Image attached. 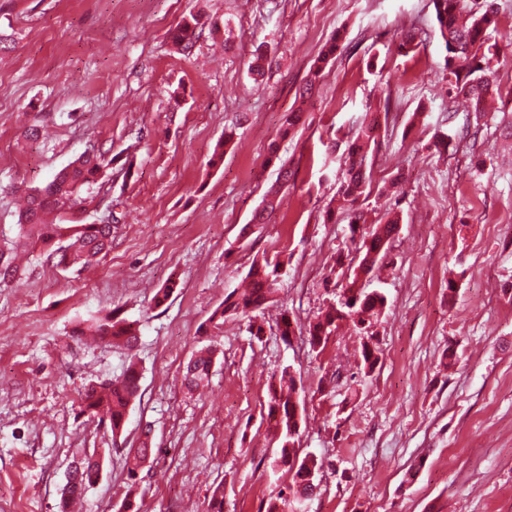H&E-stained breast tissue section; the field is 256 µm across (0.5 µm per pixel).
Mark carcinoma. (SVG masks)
<instances>
[{
    "instance_id": "obj_1",
    "label": "carcinoma",
    "mask_w": 512,
    "mask_h": 512,
    "mask_svg": "<svg viewBox=\"0 0 512 512\" xmlns=\"http://www.w3.org/2000/svg\"><path fill=\"white\" fill-rule=\"evenodd\" d=\"M439 35L446 52V69L454 77L452 87L456 94L464 95L473 103L474 111H483L487 96L498 91L494 73L487 61L495 56H511L512 41L504 47L489 45L488 30L498 24L496 0H432ZM203 26L201 16L190 15L170 33L174 45L184 51L190 48L197 30ZM344 36L336 34L313 62L309 77L302 87L301 97L314 94L315 85L324 65L343 51ZM380 116L373 115L352 134L345 150L343 164L338 172L337 195L340 209L347 212L351 233L350 242L360 253V263L335 275L334 287L341 290L340 307H330L309 322L307 340L313 349L325 346L335 332L336 322L348 319L362 335L361 360L365 373H371L379 363L375 349L368 341L367 326L371 319H378L386 307V297L377 292H367L358 286L359 273H370L385 257L387 241L398 219L385 224L368 225L363 212L354 208L357 199L370 182V171L365 167L372 146L377 143ZM112 170V156L91 145L59 170L43 187L32 188L26 193L24 207L18 213L16 233L9 239L0 238V283L18 278L14 255L20 251L38 253L63 268L85 269L112 249V225L81 223L73 216L85 209L88 200L95 199L93 189L103 185ZM291 172L280 166L277 179L264 195L261 209L254 219L262 221L265 213L275 209L278 195L288 185ZM283 262L264 258L254 260L247 278L248 287L240 294L230 293L214 311L213 316L224 318L231 313L249 319L251 335L261 336L263 326L252 321V313L263 309L272 298ZM72 335L76 338L95 336L100 341L128 352H133L139 341L138 323L121 318L114 313L93 317L77 325ZM215 350L203 347L195 351L185 366L182 384L189 392L208 385L214 364ZM141 373L137 364L130 363L123 374L115 379L91 383L84 388L80 398L81 412L99 418L109 425L112 435L120 434L126 424L130 405L140 391ZM296 388L286 373L272 376L269 385L266 421L268 429L279 442V452L274 466L284 468L291 475L287 489L268 503L266 512H288L300 501L307 500L317 489V480L325 468V461L310 453L300 455L295 448L299 430L291 422L300 411ZM151 428L143 432L141 447L129 450L126 458L127 477L134 481L151 448ZM75 486L61 495V508L82 497L96 479L100 460L93 455L74 461Z\"/></svg>"
}]
</instances>
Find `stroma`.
Masks as SVG:
<instances>
[{"label":"stroma","mask_w":512,"mask_h":512,"mask_svg":"<svg viewBox=\"0 0 512 512\" xmlns=\"http://www.w3.org/2000/svg\"><path fill=\"white\" fill-rule=\"evenodd\" d=\"M192 13L207 25L185 54L170 32ZM409 29L421 44L404 56ZM339 30L345 50L281 138ZM0 33V231L15 232L17 188L44 186L92 142L113 158L108 193L78 216L111 207V251L85 271L32 260L0 287V512H60L70 463L91 452L102 475L75 512H118L146 425L157 453L133 483L140 512H208L217 489L224 512H266L290 481L265 422L282 364L303 388L300 452L333 463L305 512H512V58L492 59L500 96L478 120L448 110L430 0H0ZM370 110L380 138L359 205L369 223L395 212L399 224L365 283L387 299L367 374L351 324L315 350L286 346L273 325L285 310L306 327L338 298L326 279L351 244L326 209L337 151ZM473 121L477 141L456 139ZM27 123L38 140H24ZM221 140L224 162L210 167ZM283 160L281 204L253 223ZM262 257L288 262L263 336L236 316L215 325ZM113 310L138 323L134 352L73 340L79 321ZM209 343L210 384L187 394L183 368ZM132 360L141 399L116 437L81 415L79 395Z\"/></svg>","instance_id":"35a3bbf8"}]
</instances>
